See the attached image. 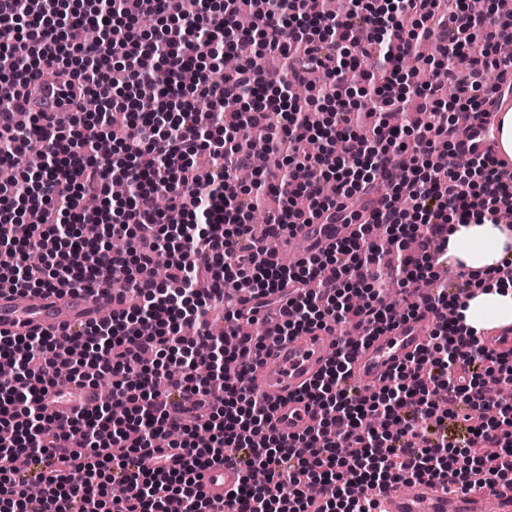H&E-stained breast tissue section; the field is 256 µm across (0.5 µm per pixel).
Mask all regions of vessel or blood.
<instances>
[{
  "mask_svg": "<svg viewBox=\"0 0 512 512\" xmlns=\"http://www.w3.org/2000/svg\"><path fill=\"white\" fill-rule=\"evenodd\" d=\"M28 107L34 112H51L64 117L71 113V84H57L43 77L26 85ZM341 224H300L297 238L309 248L326 246L344 235ZM119 289L102 283L94 292L73 290L62 295L35 293L26 305H19L14 294H0V334L8 337L35 331H50L63 336L76 326L109 316L118 308ZM433 315L420 310L418 315L400 321L389 331L374 337L359 348L351 366L349 381L370 384L381 381L397 365L420 350ZM326 331L315 330L273 343L268 361L258 369V393L274 403L272 426L284 436L303 433L314 425L317 415L297 393L319 374L329 357ZM242 469L218 465L209 469L203 490L213 500L223 499L226 490L240 479ZM380 512H512V489L502 488L493 494H451L437 485L416 482L408 486L393 485L378 497Z\"/></svg>",
  "mask_w": 512,
  "mask_h": 512,
  "instance_id": "vessel-or-blood-1",
  "label": "vessel or blood"
}]
</instances>
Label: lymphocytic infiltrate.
I'll use <instances>...</instances> for the list:
<instances>
[{
	"instance_id": "lymphocytic-infiltrate-1",
	"label": "lymphocytic infiltrate",
	"mask_w": 512,
	"mask_h": 512,
	"mask_svg": "<svg viewBox=\"0 0 512 512\" xmlns=\"http://www.w3.org/2000/svg\"><path fill=\"white\" fill-rule=\"evenodd\" d=\"M256 2L178 0L172 9L168 0H82L77 8L0 0V50L16 62L0 76V87L15 92L0 102V166L18 173L0 184V212L9 215L0 223V276L26 293L106 282L121 266L123 289L136 299L62 340L46 331L0 339L1 363H41L25 384L0 389V512H374L375 493L398 482L461 493L512 486V405L483 391L493 368L511 386L512 366L461 326L469 282L413 298L445 260L449 217L496 216L512 200V164L494 147L470 144L489 118L486 102L512 93V60L494 56L512 40V21L494 8L472 12L466 0H351L361 33L324 0ZM245 10L253 28L237 22ZM434 37L443 62L470 58L454 92L442 80L414 88L401 68ZM243 43L257 44L254 58L213 81L207 60ZM376 46L381 80L370 84L372 96L395 110L416 96L425 119L407 128L380 119L366 135L362 112L342 91L345 73ZM69 55L80 59L76 114L92 94L102 111L56 123L34 113L18 129L17 90ZM287 83L334 109V129L310 126L292 100L269 103L267 92ZM147 86L156 107L136 111ZM96 132L111 134L115 159L97 155ZM206 150L212 162L200 173L194 159ZM259 150L275 159L263 191L236 179ZM117 181L129 194L115 204ZM381 181L390 191L377 202ZM298 224L351 230L295 266L268 261V239ZM106 232L125 239L126 250L107 252ZM162 250L171 260L160 279ZM231 290L249 291L253 303L227 307L228 324L276 304V337L338 334L302 394L320 414L302 436L278 435L273 405L252 395L245 362L261 361L267 338L240 337L229 352L208 326L212 301ZM421 307L437 317L425 348L365 397L347 391L359 345ZM61 369L88 389L112 380L109 400L90 402L65 429L47 411ZM437 391L466 434L442 428ZM494 407L499 416L488 419ZM170 448L179 467L161 464ZM19 454L39 467L36 481L13 467ZM232 458L243 475L221 506L204 496L201 479ZM257 468L279 495L252 483Z\"/></svg>"
}]
</instances>
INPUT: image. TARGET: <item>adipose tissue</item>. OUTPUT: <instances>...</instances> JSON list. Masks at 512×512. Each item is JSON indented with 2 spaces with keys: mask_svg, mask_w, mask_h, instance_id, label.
Segmentation results:
<instances>
[{
  "mask_svg": "<svg viewBox=\"0 0 512 512\" xmlns=\"http://www.w3.org/2000/svg\"><path fill=\"white\" fill-rule=\"evenodd\" d=\"M512 256V235L503 224L484 217L448 226V262L455 270L486 274L488 280L466 297L462 323L475 333L488 326L512 325V284L491 279L503 258Z\"/></svg>",
  "mask_w": 512,
  "mask_h": 512,
  "instance_id": "obj_1",
  "label": "adipose tissue"
}]
</instances>
